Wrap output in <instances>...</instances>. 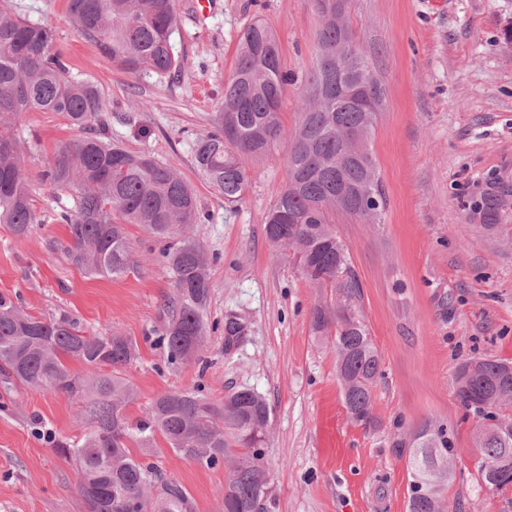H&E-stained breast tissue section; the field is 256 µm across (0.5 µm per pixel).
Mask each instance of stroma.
I'll use <instances>...</instances> for the list:
<instances>
[{
  "mask_svg": "<svg viewBox=\"0 0 512 512\" xmlns=\"http://www.w3.org/2000/svg\"><path fill=\"white\" fill-rule=\"evenodd\" d=\"M50 24L72 76L99 91L105 137L174 167L194 189L201 221L192 235L213 262L208 318L235 321L214 331L206 367L166 369L156 339L173 288L145 229L129 225L134 271L112 279L68 259L71 195L42 179L52 146L77 132L60 112L25 113L20 161L41 215L17 240L0 224V294L20 297L36 316L69 314L88 333L135 339L140 356L124 369L137 397L125 413L142 416L161 393L200 384L213 401L241 388L265 396L271 427L265 461L275 512H406L408 476L394 446L425 419L447 423L457 477L451 512H512V492L480 483L475 417L455 395L454 371L468 357L512 359V196L495 227L473 209L495 181L512 184V0H351L352 24L374 55L385 88L371 149L388 199L379 227L335 218L363 286L362 315L382 358L374 388L379 426L351 423L336 378V356L316 341L310 315L317 292L268 245L265 218L286 183L280 155L245 159L250 184L229 204L199 173L196 140L221 108L243 28L262 18L275 31L282 66L294 76L281 108L286 131L316 64L321 18L311 0H215L198 20L194 0H176L179 72L131 74L113 65L73 28L68 0H10ZM79 405L0 374V512H86L76 468L38 437L45 422L60 437L86 433ZM163 474L190 494L195 512H221L228 471L184 460L160 445Z\"/></svg>",
  "mask_w": 512,
  "mask_h": 512,
  "instance_id": "1",
  "label": "stroma"
}]
</instances>
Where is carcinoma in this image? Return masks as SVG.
I'll use <instances>...</instances> for the list:
<instances>
[{"label": "carcinoma", "instance_id": "carcinoma-1", "mask_svg": "<svg viewBox=\"0 0 512 512\" xmlns=\"http://www.w3.org/2000/svg\"><path fill=\"white\" fill-rule=\"evenodd\" d=\"M325 2L313 0L323 20L318 60L301 92L299 121L289 139L281 113L288 73L275 32L257 18L241 33L221 111L211 116L213 131L195 143L194 159L200 174L234 204L243 200L249 183L241 158L282 152L287 184L267 213L266 240L319 294L311 331L336 353L348 419L375 429L373 390L381 356L361 313L362 284L333 216L340 212L364 224L383 223L387 197L370 147L379 113L336 90V72L320 57L325 52L340 57L351 78L373 77L376 67L353 41L350 0H343L340 14ZM68 8L76 32L95 42L114 65L159 76L181 68L175 0H69ZM55 39L50 25L0 7V224L25 238L41 222L19 164L23 114H65L82 136L55 143L44 178L76 200L75 210L58 215L69 228V259L92 275L122 278L136 266L126 226H143L162 244L159 257L174 279L157 344L171 370L196 362L209 334L211 280L209 258L191 235L200 221L195 193L175 168L97 134L105 125L99 93L69 74ZM338 195L343 196L339 206ZM507 195L506 188L499 195L484 194L474 210L491 221ZM138 354L130 337L91 336L67 314L33 316L0 295V371L30 387L86 399L81 418L92 425L88 433L75 441L49 433L44 440L80 470L88 512H195L186 489L146 461L159 438L181 458L228 466L222 512H274L264 462L271 428L265 398L241 389L214 404L197 385L158 395L131 423L124 409L135 389L121 373ZM69 359L85 365L87 374L72 375ZM103 366L112 367V375L98 374ZM455 384L462 408L478 419L474 442L484 458L482 483L496 494L512 491V361L464 359L455 368ZM394 447L406 455L407 512H448L445 492L455 475L448 427L426 419ZM133 448L139 457L132 456Z\"/></svg>", "mask_w": 512, "mask_h": 512}]
</instances>
